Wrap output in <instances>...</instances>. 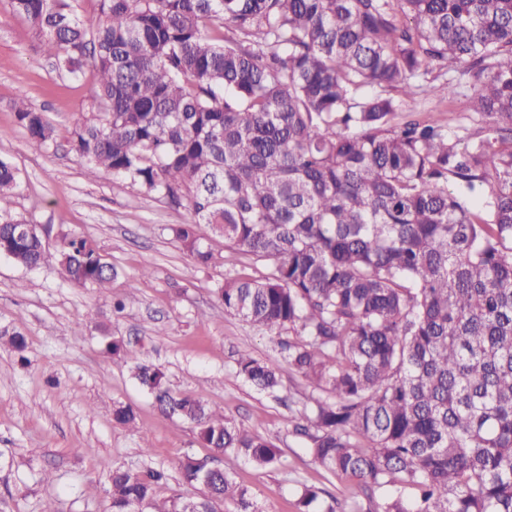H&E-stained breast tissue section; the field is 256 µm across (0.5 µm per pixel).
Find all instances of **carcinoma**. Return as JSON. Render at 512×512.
<instances>
[{"instance_id": "obj_1", "label": "carcinoma", "mask_w": 512, "mask_h": 512, "mask_svg": "<svg viewBox=\"0 0 512 512\" xmlns=\"http://www.w3.org/2000/svg\"><path fill=\"white\" fill-rule=\"evenodd\" d=\"M67 7L10 0L67 75L92 68L91 117L72 132L84 171L184 207L169 231L198 264L213 259L203 224L270 264L216 293L320 393L293 424L313 459L354 501L394 488L367 512H512V0H98L91 24ZM451 72L473 82L483 126L461 139L395 122L401 97H451ZM15 117L33 144H56L22 95ZM19 186L0 159V258L108 287L118 272L93 240L64 233L51 251V227L11 216ZM96 329L207 448L278 463L270 440ZM0 343L26 349L17 331ZM236 364L280 392L276 366L246 351ZM113 418L137 415L119 403ZM181 470L200 493L162 497L164 471L113 468L108 512H260L233 473L189 456ZM322 494L303 486L299 512Z\"/></svg>"}]
</instances>
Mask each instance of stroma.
Masks as SVG:
<instances>
[{"label":"stroma","mask_w":512,"mask_h":512,"mask_svg":"<svg viewBox=\"0 0 512 512\" xmlns=\"http://www.w3.org/2000/svg\"><path fill=\"white\" fill-rule=\"evenodd\" d=\"M92 81L89 71L77 79L65 76L43 56L30 27L10 13L8 0H0V159L17 168L21 180L12 213L93 239L118 271L108 288H77L54 268L27 271L0 258V323L28 343L24 365L0 348V512H43L50 498L63 512H106L114 467L164 469L172 489L181 485L185 456H209L192 425L163 416L127 366L105 352L99 322L143 359L162 365L173 391H205L226 418L280 448L274 468L231 454L221 460L260 512H297L305 485L348 501L350 480L315 463L292 432V417L311 401L309 383L282 367L277 399L237 374L239 351L279 363V349L268 332L225 313L214 290L228 277L263 279L266 262L216 239L212 263L197 265L168 232L185 221V209L115 185L107 173L88 178L70 152L71 132L89 113ZM472 93L462 79L453 99L406 101L397 118L412 113L435 119L462 137L478 121L469 109ZM22 94L54 125L56 147L33 145L17 123L14 102ZM147 264L153 273L145 277ZM116 296L126 301L120 317L112 314ZM117 402L136 409V427L114 422Z\"/></svg>","instance_id":"obj_1"}]
</instances>
